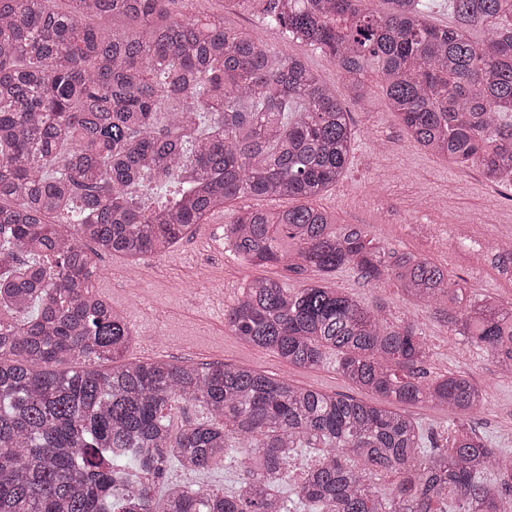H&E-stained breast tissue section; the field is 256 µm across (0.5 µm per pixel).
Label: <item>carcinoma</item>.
Listing matches in <instances>:
<instances>
[{
    "instance_id": "carcinoma-1",
    "label": "carcinoma",
    "mask_w": 512,
    "mask_h": 512,
    "mask_svg": "<svg viewBox=\"0 0 512 512\" xmlns=\"http://www.w3.org/2000/svg\"><path fill=\"white\" fill-rule=\"evenodd\" d=\"M0 0V512H512V453L471 422L484 392L464 374L424 379L433 356L419 324L388 322L314 276L350 266L387 274L402 294L495 357L512 377V305L471 296L448 270L336 230L315 201L344 176L348 112L308 64L283 57L192 0ZM330 59L351 98L387 108L424 150L512 186V0H228ZM110 18L112 26L91 23ZM488 28L482 41L470 31ZM166 116L160 124L158 116ZM170 190L156 205L140 191ZM288 198L224 228L237 261L286 264L301 279L248 282L224 325L286 363L336 355L380 407L257 369L124 359L135 332L94 290L100 253L161 257L241 197ZM67 211L65 222L51 215ZM68 359L89 367L58 370ZM191 402L205 421L173 425ZM448 411L450 447L426 443L400 406ZM319 451L303 480L288 460ZM233 459L242 486L172 484L171 462L205 472ZM395 476L388 486L378 485Z\"/></svg>"
}]
</instances>
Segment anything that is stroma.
Listing matches in <instances>:
<instances>
[{"label":"stroma","instance_id":"1","mask_svg":"<svg viewBox=\"0 0 512 512\" xmlns=\"http://www.w3.org/2000/svg\"><path fill=\"white\" fill-rule=\"evenodd\" d=\"M193 11L222 16L225 27L257 33L276 52L302 58L325 82L335 85L355 132L342 180L318 201L337 227L360 226L388 248L446 267L449 278L465 282L470 293L512 303V266L499 264L496 258L501 239L512 235V188L490 185L478 167H451L410 142L388 112L381 90H374L363 105L349 100L336 66L322 52L288 40L257 13L232 9L225 0H195ZM453 224H473L477 230L468 237L453 235ZM126 270L125 258L103 254L94 285L109 290L112 306L127 312L137 333L128 359L197 367L216 362L242 365L329 394L377 402V395L355 388L338 372L335 357L313 369L294 367L228 330L224 311L249 281L272 277L291 288L300 287L301 281L280 265L255 267L233 260L224 251L223 228L208 238L195 231L166 255L142 260L133 270L138 293L128 292ZM325 284L369 307L386 304L392 318L416 321L434 351L426 365L428 374L468 375L486 396L485 408L475 420L477 434L491 439L494 447L512 451V379L498 375L489 353L468 345L430 310L410 302L393 276L368 282L356 269L346 268ZM165 478L214 492L239 481L232 468L186 474L175 462Z\"/></svg>","mask_w":512,"mask_h":512}]
</instances>
